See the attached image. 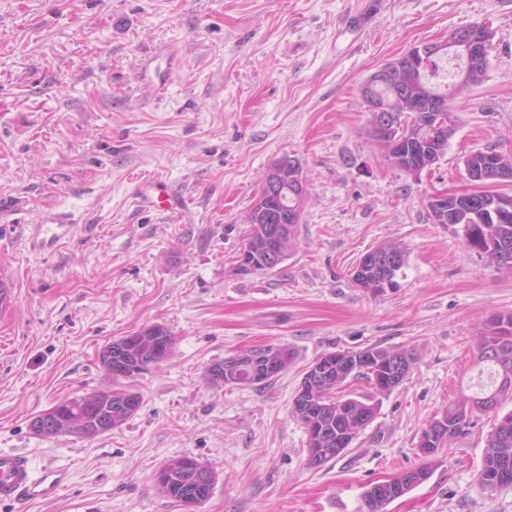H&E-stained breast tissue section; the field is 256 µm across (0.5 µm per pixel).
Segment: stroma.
Here are the masks:
<instances>
[{
	"instance_id": "obj_1",
	"label": "stroma",
	"mask_w": 512,
	"mask_h": 512,
	"mask_svg": "<svg viewBox=\"0 0 512 512\" xmlns=\"http://www.w3.org/2000/svg\"><path fill=\"white\" fill-rule=\"evenodd\" d=\"M474 23L492 32L484 82L452 105L443 158L412 176L369 135L368 77L421 43ZM512 153V0H0V452L54 495L0 512H187L158 489L168 460L215 475L199 512H366L371 484L422 466L420 435L476 375L488 320L512 313V272L436 223L432 194L469 188L464 158ZM301 168V220L287 259L241 275L245 216L270 163ZM140 180L185 209L141 207ZM40 224H68L54 248ZM401 244L397 285L358 288L362 256ZM161 324L175 346L131 388L140 410L93 438L42 437L31 419L101 388L112 339ZM285 345L267 385L213 386L211 364ZM419 355L373 420L327 464H307L292 413L306 368L337 350ZM450 439L430 477L386 512H512V488L477 482L495 414Z\"/></svg>"
}]
</instances>
